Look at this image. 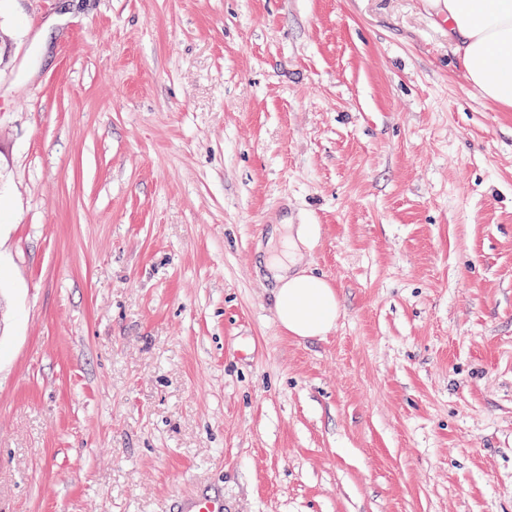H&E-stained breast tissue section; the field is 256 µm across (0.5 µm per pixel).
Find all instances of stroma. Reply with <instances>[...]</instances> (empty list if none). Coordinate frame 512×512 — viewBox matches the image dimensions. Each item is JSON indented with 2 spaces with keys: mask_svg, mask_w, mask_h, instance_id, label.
Wrapping results in <instances>:
<instances>
[{
  "mask_svg": "<svg viewBox=\"0 0 512 512\" xmlns=\"http://www.w3.org/2000/svg\"><path fill=\"white\" fill-rule=\"evenodd\" d=\"M432 14L0 0V512H512V112ZM269 245L279 243L265 257V269L276 281V317L291 336H323L336 324L340 304L334 288L323 278L296 269L301 251L309 246L316 229L313 224H276ZM176 512H226L224 492H205L183 499Z\"/></svg>",
  "mask_w": 512,
  "mask_h": 512,
  "instance_id": "35a3bbf8",
  "label": "stroma"
}]
</instances>
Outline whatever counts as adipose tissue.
I'll return each instance as SVG.
<instances>
[{
  "label": "adipose tissue",
  "mask_w": 512,
  "mask_h": 512,
  "mask_svg": "<svg viewBox=\"0 0 512 512\" xmlns=\"http://www.w3.org/2000/svg\"><path fill=\"white\" fill-rule=\"evenodd\" d=\"M448 26V39L459 55L467 80L501 110L512 111V0H432ZM316 229L311 224L274 226L278 250L265 259L277 284L276 317L299 338L330 331L340 315L334 288L300 269L301 252Z\"/></svg>",
  "instance_id": "adipose-tissue-1"
}]
</instances>
